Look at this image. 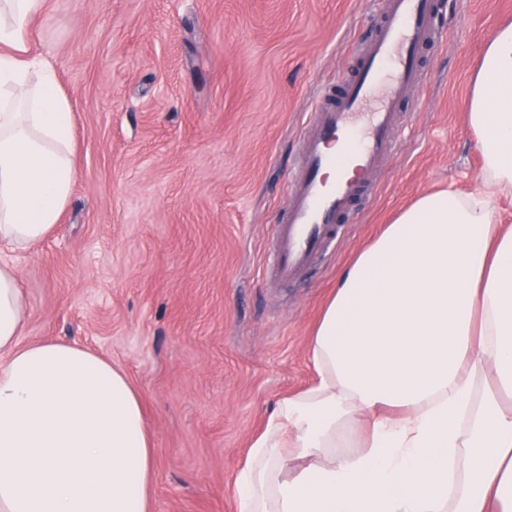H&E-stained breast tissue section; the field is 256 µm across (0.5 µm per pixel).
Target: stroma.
Segmentation results:
<instances>
[{"instance_id":"stroma-1","label":"stroma","mask_w":512,"mask_h":512,"mask_svg":"<svg viewBox=\"0 0 512 512\" xmlns=\"http://www.w3.org/2000/svg\"><path fill=\"white\" fill-rule=\"evenodd\" d=\"M373 0H47L30 27L74 115L79 175L53 232L13 260L22 339L85 347L139 392L151 512H235L234 477L279 400L312 384L308 343L337 274L402 208L476 190L471 72L512 0H457L378 192L301 280L266 287L318 90L352 73Z\"/></svg>"}]
</instances>
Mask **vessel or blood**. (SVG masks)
Wrapping results in <instances>:
<instances>
[{
  "instance_id": "1",
  "label": "vessel or blood",
  "mask_w": 512,
  "mask_h": 512,
  "mask_svg": "<svg viewBox=\"0 0 512 512\" xmlns=\"http://www.w3.org/2000/svg\"><path fill=\"white\" fill-rule=\"evenodd\" d=\"M381 4L367 43L352 47L353 75L323 89L308 114L302 167L288 177V204L267 247L269 285L299 279L332 249L346 209L373 194L376 173L398 147L402 105L424 87L425 52L441 37L439 0Z\"/></svg>"
}]
</instances>
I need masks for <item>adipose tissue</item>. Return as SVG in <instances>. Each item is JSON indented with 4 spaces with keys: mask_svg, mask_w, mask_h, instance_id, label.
Instances as JSON below:
<instances>
[{
    "mask_svg": "<svg viewBox=\"0 0 512 512\" xmlns=\"http://www.w3.org/2000/svg\"><path fill=\"white\" fill-rule=\"evenodd\" d=\"M45 0H0V247L44 241L77 171L56 66L28 47ZM477 193L419 197L344 267L234 479L238 512H512V23L472 76ZM0 261V512H150L139 394L83 347L22 343Z\"/></svg>",
    "mask_w": 512,
    "mask_h": 512,
    "instance_id": "adipose-tissue-1",
    "label": "adipose tissue"
}]
</instances>
